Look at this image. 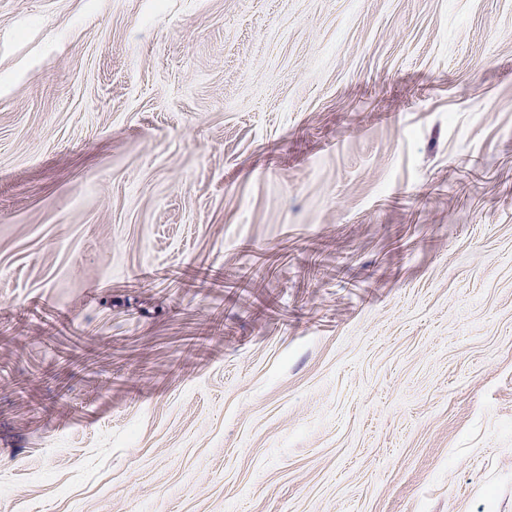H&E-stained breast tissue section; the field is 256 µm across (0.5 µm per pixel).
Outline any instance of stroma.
Segmentation results:
<instances>
[{"instance_id":"obj_1","label":"stroma","mask_w":512,"mask_h":512,"mask_svg":"<svg viewBox=\"0 0 512 512\" xmlns=\"http://www.w3.org/2000/svg\"><path fill=\"white\" fill-rule=\"evenodd\" d=\"M0 512H512V0H0Z\"/></svg>"}]
</instances>
